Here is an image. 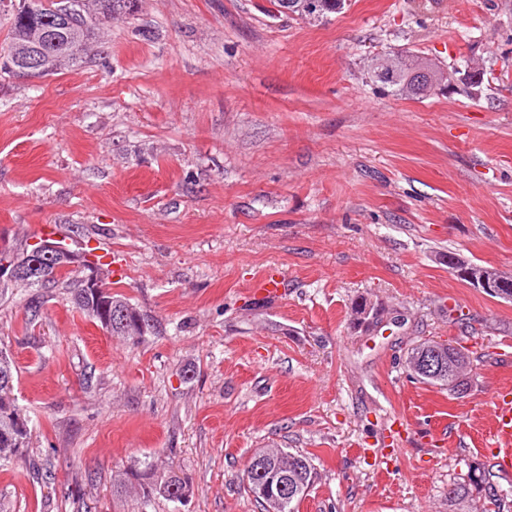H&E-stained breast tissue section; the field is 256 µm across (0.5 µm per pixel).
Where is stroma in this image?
I'll list each match as a JSON object with an SVG mask.
<instances>
[{
    "mask_svg": "<svg viewBox=\"0 0 512 512\" xmlns=\"http://www.w3.org/2000/svg\"><path fill=\"white\" fill-rule=\"evenodd\" d=\"M402 50L477 96L384 93ZM44 224L112 253L114 293L153 321L110 335L70 294L27 324L0 296V344L29 419L0 464V512H260L262 448L311 455L298 512H448V485L497 465L512 392V302L449 253L512 270V0H346L323 23L273 0H138L79 67L0 76V247ZM283 295L253 293L267 270ZM384 308L356 323L357 300ZM476 360L462 396L413 382L420 340ZM149 467L179 501L118 489ZM496 435L504 448H498L499 457L507 466L512 461V400L497 393L494 396ZM141 490L145 494L157 493L170 499L181 500L190 495L192 492L189 481L178 475L170 476L165 482H137Z\"/></svg>",
    "mask_w": 512,
    "mask_h": 512,
    "instance_id": "stroma-1",
    "label": "stroma"
}]
</instances>
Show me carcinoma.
I'll return each mask as SVG.
<instances>
[{"instance_id": "obj_1", "label": "carcinoma", "mask_w": 512, "mask_h": 512, "mask_svg": "<svg viewBox=\"0 0 512 512\" xmlns=\"http://www.w3.org/2000/svg\"><path fill=\"white\" fill-rule=\"evenodd\" d=\"M137 0H60L53 10L37 7L33 12L12 11L4 45L0 47V73L25 78L55 75L60 71L83 63L87 46L98 34L99 26L115 17L134 12ZM280 12L292 13L307 21H321L342 9L344 0H274ZM52 32L60 37L54 53H33L43 33ZM441 71L426 58L400 51H390L377 58L370 68L371 79L396 95L426 97L427 88L437 81ZM77 263L71 257H59L37 268L33 282H20L26 288L36 289L26 303L27 322L40 319L45 309L47 288H66L78 309L98 321L113 336L135 339L149 328L148 316L136 311L121 294L112 293L110 283L93 285L88 276L72 282L68 268ZM457 350L450 343L436 347L423 342L410 349L412 354L425 355L434 360L436 370L422 372L410 370V376L420 383L449 389L453 378L448 376V353ZM15 362L10 354H0V463L18 458L26 446L30 433L27 417L13 397ZM285 480L286 489L272 498L265 493L270 474ZM317 472L312 458L299 450L280 448L262 463H251L246 469V490L262 507V512H297L307 490L312 487ZM485 499L495 512H504V498L496 485L486 477L480 478ZM142 491L157 493L170 499L181 500L191 493L189 481L178 475L161 483L141 482ZM470 497L468 484L456 482L448 485V506L461 505Z\"/></svg>"}]
</instances>
